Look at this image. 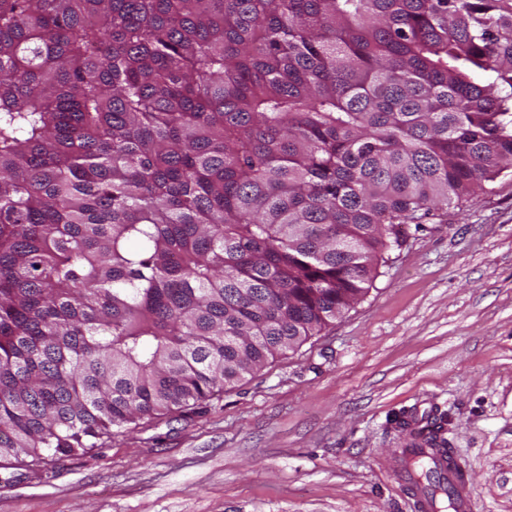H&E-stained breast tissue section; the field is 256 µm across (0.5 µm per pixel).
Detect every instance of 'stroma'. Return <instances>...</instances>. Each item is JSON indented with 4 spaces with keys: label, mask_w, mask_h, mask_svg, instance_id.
<instances>
[{
    "label": "stroma",
    "mask_w": 512,
    "mask_h": 512,
    "mask_svg": "<svg viewBox=\"0 0 512 512\" xmlns=\"http://www.w3.org/2000/svg\"><path fill=\"white\" fill-rule=\"evenodd\" d=\"M413 414L442 420L474 512H512V174L407 227L342 317L201 406L0 469V512H416Z\"/></svg>",
    "instance_id": "35a3bbf8"
}]
</instances>
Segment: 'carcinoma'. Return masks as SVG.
Instances as JSON below:
<instances>
[{
  "mask_svg": "<svg viewBox=\"0 0 512 512\" xmlns=\"http://www.w3.org/2000/svg\"><path fill=\"white\" fill-rule=\"evenodd\" d=\"M508 171L512 0H0V468L223 392Z\"/></svg>",
  "mask_w": 512,
  "mask_h": 512,
  "instance_id": "1",
  "label": "carcinoma"
}]
</instances>
